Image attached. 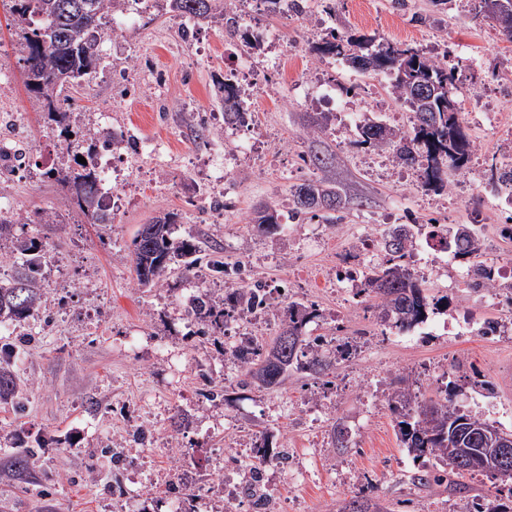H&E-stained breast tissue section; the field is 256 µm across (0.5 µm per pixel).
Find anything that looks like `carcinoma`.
<instances>
[{"label":"carcinoma","mask_w":512,"mask_h":512,"mask_svg":"<svg viewBox=\"0 0 512 512\" xmlns=\"http://www.w3.org/2000/svg\"><path fill=\"white\" fill-rule=\"evenodd\" d=\"M3 7L20 26L16 49L24 64L26 87L30 99L44 113L48 123L59 131L61 150L66 152L70 165L51 168L45 176L64 185L71 204L84 216L88 224H110L112 213L101 206L102 178L96 170L94 155L97 147L129 142L132 137L122 131L107 135L89 131L82 137H69L71 112L65 107L64 92L81 84L85 78L100 69L98 51L103 35L115 32L112 16L126 0H0ZM161 10L176 17L187 16L194 22L220 20L230 35L238 32V18L224 9V0H156ZM266 10L273 13L301 14L306 0H260ZM322 55L341 57L357 73L389 72L393 74L396 98L413 115L411 130L402 131L379 122H366L359 126L357 144L390 151L395 159L406 165L423 169L424 185L444 186L448 170L464 168L474 150V144L464 132L459 113L441 111L440 103L454 94L455 67L424 56L413 46L403 43L380 42L374 35L345 36L335 32L316 46ZM430 82L437 90L431 107L420 103L413 91L418 81ZM235 75H225L217 81L222 94L224 117L229 124H245L251 115L246 112L235 85ZM194 143L209 142V128L190 114L185 121ZM86 163L81 164L77 157ZM334 155L317 151L309 155L310 164L325 177L303 179L293 184L288 192V221L299 223L306 219H321L334 224L342 197L326 174L330 172ZM489 184L500 194H512V169L497 166L490 169ZM266 211L253 219L259 230L270 233L281 226L280 209L265 205ZM178 215L168 212L143 224L134 237L131 263L136 280L141 286L158 281L174 265H182L186 275L201 262L202 242L190 237L177 240L172 237V226ZM15 221L0 214V240L7 239L11 253L16 255L13 270L0 277V323L20 321L38 309L45 296L42 288V269L48 244L38 237L13 232ZM417 240L414 226L398 224L379 233L378 250L384 253L381 262L361 272V291L379 299V316L401 332L408 331L428 317L430 303L420 288L417 278L404 262L405 255ZM448 241H462L466 247L454 250L456 258H471L480 252L479 237L474 225L467 231H455ZM213 272L226 280H238L244 273V263L209 259ZM270 292L257 282L246 288H226L224 298L217 302L202 289L194 297L188 316L197 324L209 328L224 326V318L233 313L265 307ZM288 318L282 321L278 336L271 342L257 339L248 341L233 351L240 363V390H267L280 386L295 368L318 377H326L336 365L349 360L353 346L343 343L331 345L322 337L308 340L304 337L306 324L319 316L315 306L297 300L288 302ZM295 336L297 350L288 348L282 340ZM17 344L0 345V401H8L19 411L25 408V398L19 390L15 375L10 370ZM392 410L402 420L398 422L400 441L417 458H432L434 471L416 475L413 481L420 486L451 477L474 473L466 467V460L483 452L486 444L481 431L486 421L466 413L452 403V399L425 397L402 387L395 392ZM37 449L24 448L15 453L14 472L29 469Z\"/></svg>","instance_id":"1"}]
</instances>
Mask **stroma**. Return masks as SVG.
<instances>
[{
    "instance_id": "35a3bbf8",
    "label": "stroma",
    "mask_w": 512,
    "mask_h": 512,
    "mask_svg": "<svg viewBox=\"0 0 512 512\" xmlns=\"http://www.w3.org/2000/svg\"><path fill=\"white\" fill-rule=\"evenodd\" d=\"M477 0H307L302 14L259 10L241 34L228 37L220 23L196 24L183 33L179 18L126 17L121 31L99 46L102 69L71 91L69 109L78 133L108 114L115 129L135 142L118 161L128 198L108 224L77 223L67 189L44 177L64 164L58 133L33 107L15 51L16 28L0 7V137L30 140L33 152L19 173L0 172V195L21 224L14 230L48 238L42 284L46 302L24 322L0 326V339L33 336L13 370L27 393L23 413L0 402V512H175L165 478L197 473L209 478L220 453L235 454L266 435L273 451H287L284 467L267 468L265 491L282 512H338L367 494L388 512H467L472 502L505 504L500 480L463 479L466 493L441 483L422 489L411 477L420 464L399 440L390 403L395 389L431 396L451 387L452 402L505 432H512V339L480 334L488 320L512 322V308L486 307L467 286L468 265L450 259L447 273L420 277L439 302L426 323L400 333L381 321L365 295L336 290L337 269L360 267L367 256L349 249V235L367 226L477 224L485 244L480 259L492 268L512 259V237L498 227L503 200L476 184L512 138L500 128L467 123L480 148L470 169L449 173L446 187L424 186L418 170L388 151L357 146L363 118L391 123L401 111L390 76L360 75L347 64L312 50L329 31L373 34L418 45L457 68L462 112H503L506 77H512V43L495 22L474 21ZM251 68L268 94L244 96L254 123L267 135L226 141L212 129L208 146L187 136L184 114L209 117L222 103L216 82ZM310 86L295 94L296 77ZM329 114L325 133L311 122ZM326 148L335 156L331 175L347 193L343 218L286 223L277 234L251 224L262 203L288 205V187L315 177L303 159ZM179 213L177 238L219 244L224 258L245 264L246 277L267 288L290 286L295 300L315 304L309 336L360 341L349 365L330 385L295 372L274 391L237 393L209 402L204 380L233 386L239 372L226 364L224 333L203 336L185 311L199 290L194 278L172 270L154 287L138 286L129 262L141 224ZM68 216L40 224L42 214ZM490 380L493 391L476 386ZM344 445L332 447L333 428ZM39 446L33 468L11 473L16 446ZM122 448L121 464L104 456ZM157 476L149 489L129 472Z\"/></svg>"
}]
</instances>
